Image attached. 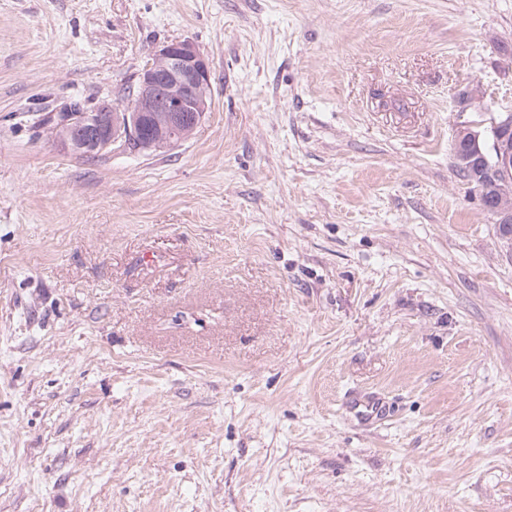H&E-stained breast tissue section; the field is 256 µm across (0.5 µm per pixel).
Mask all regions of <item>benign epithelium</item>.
<instances>
[{
    "label": "benign epithelium",
    "mask_w": 512,
    "mask_h": 512,
    "mask_svg": "<svg viewBox=\"0 0 512 512\" xmlns=\"http://www.w3.org/2000/svg\"><path fill=\"white\" fill-rule=\"evenodd\" d=\"M211 85L208 60L196 45L187 39L164 45L152 54L151 62L139 76L132 107L121 111L109 104H100L94 115L68 121L57 142L67 150L95 155L112 146L125 143L138 135L141 119L153 117L158 135L137 142L139 150L169 148L186 140L208 109L206 89ZM480 90L466 87L457 95L458 111H468ZM512 113L463 123L454 144H476L485 148L492 163L504 173L512 171Z\"/></svg>",
    "instance_id": "benign-epithelium-1"
}]
</instances>
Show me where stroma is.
<instances>
[{
  "label": "stroma",
  "mask_w": 512,
  "mask_h": 512,
  "mask_svg": "<svg viewBox=\"0 0 512 512\" xmlns=\"http://www.w3.org/2000/svg\"><path fill=\"white\" fill-rule=\"evenodd\" d=\"M178 39L187 140L55 142L39 105H126ZM484 110L512 0H0V512H512ZM454 167L457 175L466 179L472 187L481 186L488 188L487 195L492 201L499 200V189L503 185L504 176L501 172L494 170L491 165H486L477 156V152L471 147H464L458 155L453 145Z\"/></svg>",
  "instance_id": "35a3bbf8"
}]
</instances>
